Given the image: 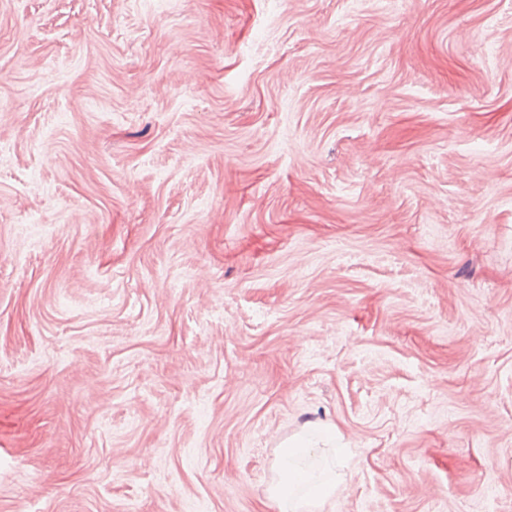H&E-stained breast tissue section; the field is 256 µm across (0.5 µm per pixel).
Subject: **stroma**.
Returning <instances> with one entry per match:
<instances>
[{
  "label": "stroma",
  "instance_id": "1",
  "mask_svg": "<svg viewBox=\"0 0 512 512\" xmlns=\"http://www.w3.org/2000/svg\"><path fill=\"white\" fill-rule=\"evenodd\" d=\"M512 512V0H0V512ZM319 442L300 438L292 443H286L278 448L276 457V478L268 489L271 500L276 502L281 512H302L309 506L332 496L336 491V468L341 466L336 459V448H323L321 452L324 463V473L318 475L304 465V460L315 455ZM305 487L303 496H296L297 488Z\"/></svg>",
  "mask_w": 512,
  "mask_h": 512
}]
</instances>
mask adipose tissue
Here are the masks:
<instances>
[{
    "mask_svg": "<svg viewBox=\"0 0 512 512\" xmlns=\"http://www.w3.org/2000/svg\"><path fill=\"white\" fill-rule=\"evenodd\" d=\"M333 432L324 430L319 441L300 438L284 444L277 451L276 478L268 489L280 512H305L306 508L332 496L336 491V470L340 463L335 455L323 456V474L307 468L304 461L314 455L318 443H335Z\"/></svg>",
    "mask_w": 512,
    "mask_h": 512,
    "instance_id": "ef3b65f1",
    "label": "adipose tissue"
}]
</instances>
